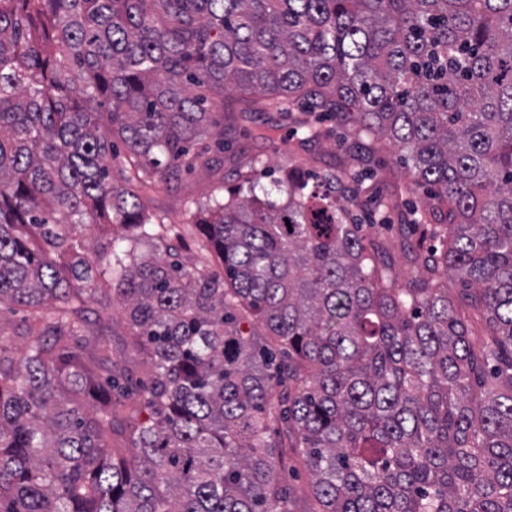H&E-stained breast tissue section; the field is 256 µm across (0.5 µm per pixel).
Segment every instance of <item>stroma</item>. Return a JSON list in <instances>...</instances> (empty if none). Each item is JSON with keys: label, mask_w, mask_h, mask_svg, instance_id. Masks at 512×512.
Here are the masks:
<instances>
[{"label": "stroma", "mask_w": 512, "mask_h": 512, "mask_svg": "<svg viewBox=\"0 0 512 512\" xmlns=\"http://www.w3.org/2000/svg\"><path fill=\"white\" fill-rule=\"evenodd\" d=\"M229 106L240 112L237 126L225 129V149L220 155L221 163L213 170H199L179 183L163 186L152 192L147 205L162 216L169 230L166 241L135 239L133 233L117 224H89L82 227V241L87 257H94L100 244L114 243L116 249H135L138 256L154 258L163 256L167 246H175L179 259L185 265L197 260L196 229L186 221L185 211L190 203L202 202L217 186L232 188L233 175L245 161H253V175L260 185H269L272 177L287 173L291 165H300L303 170L321 172L339 165L342 155L335 138H327L309 148H301L289 141L291 124L288 118H280L279 128L271 140L245 137L244 129H255L266 122L265 114L244 112L243 102L238 94H231ZM374 148L381 158L383 169L372 179L371 185L380 194L392 193L395 184L407 183L408 169L400 162L394 146L385 140H378ZM88 335L103 336L111 341L112 353L109 360L113 374L131 377L133 384L140 385L148 378V365L133 347L125 319L118 309L111 308L91 315L87 326Z\"/></svg>", "instance_id": "obj_1"}]
</instances>
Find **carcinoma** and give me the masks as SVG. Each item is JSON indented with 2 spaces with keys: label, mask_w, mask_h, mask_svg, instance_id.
<instances>
[{
  "label": "carcinoma",
  "mask_w": 512,
  "mask_h": 512,
  "mask_svg": "<svg viewBox=\"0 0 512 512\" xmlns=\"http://www.w3.org/2000/svg\"><path fill=\"white\" fill-rule=\"evenodd\" d=\"M232 91L302 147L352 130L346 161L237 171L188 211L195 266L90 263L83 224L163 240L145 199L213 167L191 146ZM371 135L431 187L399 214L403 284L347 223L391 208L347 170L373 174ZM98 295L148 359L141 404L99 380L101 338L69 352ZM5 300L29 324L0 347V512H291L280 422L318 512H512V0H0Z\"/></svg>",
  "instance_id": "1"
}]
</instances>
